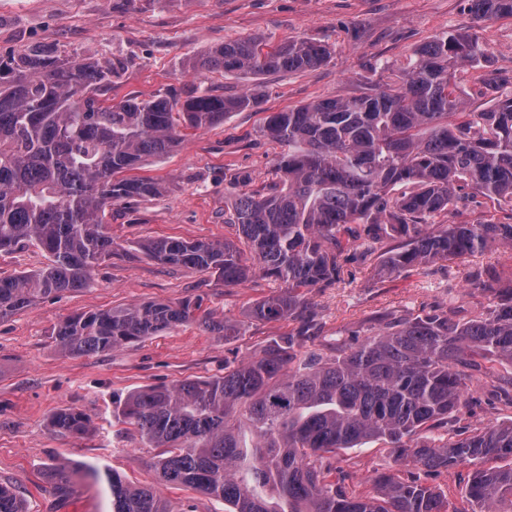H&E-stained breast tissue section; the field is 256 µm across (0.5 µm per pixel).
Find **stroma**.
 I'll use <instances>...</instances> for the list:
<instances>
[{
  "instance_id": "stroma-1",
  "label": "stroma",
  "mask_w": 512,
  "mask_h": 512,
  "mask_svg": "<svg viewBox=\"0 0 512 512\" xmlns=\"http://www.w3.org/2000/svg\"><path fill=\"white\" fill-rule=\"evenodd\" d=\"M455 32L478 35L487 45L486 62L453 73L469 110L484 111L497 93L512 92L508 84L497 92L484 84L491 70L512 76V18L477 20L468 0H0L1 57L55 47L117 63L120 69L107 93L112 101L147 98L166 88L185 95L200 85L226 96L256 87L262 92L257 107L189 132L174 153L139 168V176L158 179L168 190L106 211L103 222L128 257L98 264L84 290L0 320V484L15 491L28 512H107V482L79 473L85 464L102 474L117 472L134 485H155L149 463L158 451L113 423V399L148 385L222 375L225 364L260 353L272 337L289 330L285 322L249 316L257 302L282 291L280 281L256 270L228 286L213 272L161 264L138 251V243L164 237L235 238L228 218L237 196L270 182L280 151L261 134L269 113L374 92L415 61L421 44ZM249 37L273 44L295 37L320 41L330 46L331 58L291 73L198 78L185 72L184 63L207 48ZM459 193L471 195L469 206L438 215L437 223L512 221V209L466 186ZM394 246L391 240L373 244L365 259L346 263L340 283L308 291L321 325L313 349L328 354L337 342L358 344L379 316L436 311L456 320L475 317L491 301L469 288L470 273L489 269L512 279V251L501 247L387 274L381 258ZM196 296L203 299V311L240 322V335L227 339L192 322L94 356L62 355L51 336L54 326L79 313L144 302L177 304ZM466 399L448 423L449 439L512 422V365L484 363ZM68 407L89 415L94 428L82 435L52 431L51 416ZM62 461L77 469L75 492L64 502L48 475L49 466ZM330 463L344 475L348 489L370 488L372 478L392 472L444 492L456 507L462 506L474 471L469 463L437 473L399 462L378 440L339 451Z\"/></svg>"
}]
</instances>
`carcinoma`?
I'll return each mask as SVG.
<instances>
[{"label": "carcinoma", "mask_w": 512, "mask_h": 512, "mask_svg": "<svg viewBox=\"0 0 512 512\" xmlns=\"http://www.w3.org/2000/svg\"><path fill=\"white\" fill-rule=\"evenodd\" d=\"M478 18L512 17V0H469ZM392 84L371 94L317 100L265 119L263 136L280 145L273 175L244 191L228 223L238 241L148 240L140 249L171 266L219 273L234 286L250 274L244 253L286 288L256 303L250 317L292 325L258 355L224 374L186 378L129 392L112 408L147 448L157 483L224 500L229 512H503L512 505V423L448 440V423L468 394L478 360L512 365V282L477 271L469 287L492 297L487 313L465 322L446 314L385 321L357 346L324 357L304 354L319 323L306 292L341 280L343 254L355 244L398 242L381 266L389 273L482 252L512 250V224L430 223L457 206L465 184L512 208V95L484 112L465 111L452 77L486 58L463 33L422 44ZM325 43L295 38L271 45L247 38L215 45L187 63L197 75L296 72L326 63ZM113 65L49 49L0 57V253L29 243L48 255L35 273L0 277V319L41 300L87 288L99 261L127 257L103 224L106 209L158 197L166 185L130 176L172 153L186 132L253 107L255 93L224 97L196 89L107 103ZM198 301L148 302L84 312L53 329L63 355H95L195 319L224 336L237 323L213 320ZM59 433L83 434L93 421L68 408ZM386 442L425 469L479 463L467 485L470 508L448 510L441 491L392 474L350 494L328 479L324 454ZM510 461L499 466V461ZM67 465L52 467L55 494L73 491ZM110 512H170L153 487L107 474ZM0 512H26L0 485Z\"/></svg>", "instance_id": "1"}]
</instances>
